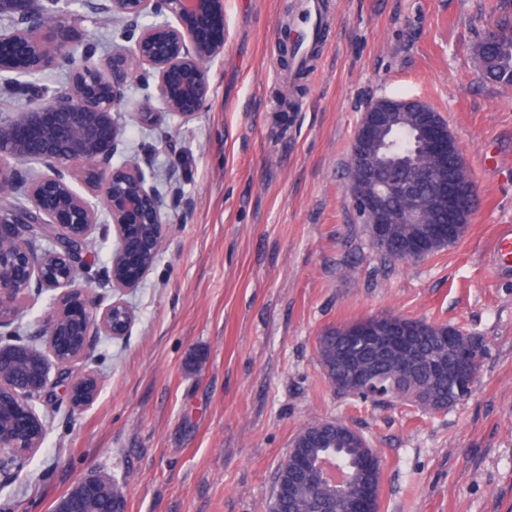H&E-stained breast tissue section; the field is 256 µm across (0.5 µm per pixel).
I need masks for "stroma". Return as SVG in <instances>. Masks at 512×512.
I'll list each match as a JSON object with an SVG mask.
<instances>
[{
	"label": "stroma",
	"instance_id": "obj_1",
	"mask_svg": "<svg viewBox=\"0 0 512 512\" xmlns=\"http://www.w3.org/2000/svg\"><path fill=\"white\" fill-rule=\"evenodd\" d=\"M101 0H72L79 48L112 54ZM295 0H224V52L206 104L185 124L143 121L133 82L116 112L120 155L152 174L167 206L142 283L115 290L98 239L78 288L122 300L128 336L90 337L99 392L60 398L42 446L0 489V512H54L84 478L111 480L122 512H270L275 476L315 419L359 431L382 462L378 512H512V94L470 50L490 0H328L333 15L304 78L278 36ZM418 97L441 113L478 195L464 236L423 260H383L356 215L346 165L367 106ZM394 313L476 336L472 395L440 413L335 389L317 353L326 329Z\"/></svg>",
	"mask_w": 512,
	"mask_h": 512
}]
</instances>
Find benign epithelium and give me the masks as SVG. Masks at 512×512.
I'll use <instances>...</instances> for the list:
<instances>
[{
    "label": "benign epithelium",
    "mask_w": 512,
    "mask_h": 512,
    "mask_svg": "<svg viewBox=\"0 0 512 512\" xmlns=\"http://www.w3.org/2000/svg\"><path fill=\"white\" fill-rule=\"evenodd\" d=\"M45 0H23L22 12L9 31L0 30V75L46 70L59 62L72 70L68 86L52 95L36 92L38 101L8 121H0V164L4 160L39 163L48 173L32 179L11 168L0 174V478L18 473L26 459L41 447L48 421L38 406L47 405L54 392L66 387L75 407L87 406L98 393L91 374L68 380L71 365L80 360L92 335L121 338L130 332L134 314L116 299L104 308L91 303L65 302L41 332L44 349L15 339L14 321L21 309L19 295L70 289L80 276L82 254L93 243L100 223L99 210L110 218L115 247L112 259L118 268L106 270L114 288H133L155 262L166 226L165 202L150 184L136 159L124 169L110 171L121 146V132L113 113L125 105L134 72L142 68L153 81L167 113L185 123L199 110L209 94L204 64L224 51V36L214 37L193 25L224 16L222 0H108L105 12L132 21L152 15L161 21L133 29L124 37L128 45L112 57L94 60L78 50L73 30L45 13ZM39 25L41 36L27 35L29 23ZM416 104L410 128L428 151L444 160L454 136L440 113L415 98L381 97L363 113L354 134L350 158V193L363 221L374 225V244L385 250L390 243L388 227L408 224L422 210L436 209L446 216L444 224H431L407 244V253L423 260L430 255V240L469 221L476 204L473 183H464L441 167L431 174L433 193L422 201L409 180H394L369 192L363 171L401 157L403 150L391 133L402 127L403 104ZM76 166L93 174L86 182L89 197L72 190L69 178ZM414 200L409 208L384 211L383 195ZM41 223L73 233L78 247L49 239L41 248L29 242L26 225L30 212ZM369 346L378 353L394 355L406 346L407 334L416 323L396 314L365 319ZM335 458L319 455L309 464L322 476L325 489L342 492L350 472L333 477L327 472ZM336 508L349 512H372L371 499L362 495L355 502L336 499Z\"/></svg>",
    "instance_id": "obj_1"
}]
</instances>
